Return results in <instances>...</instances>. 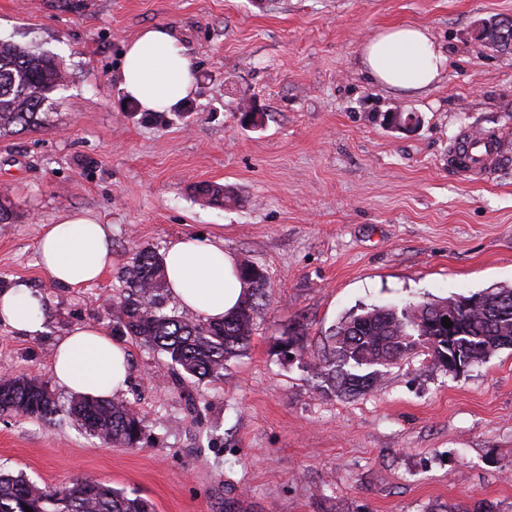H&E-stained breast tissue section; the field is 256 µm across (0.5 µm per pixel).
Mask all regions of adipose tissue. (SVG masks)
I'll use <instances>...</instances> for the list:
<instances>
[{"instance_id": "adipose-tissue-1", "label": "adipose tissue", "mask_w": 512, "mask_h": 512, "mask_svg": "<svg viewBox=\"0 0 512 512\" xmlns=\"http://www.w3.org/2000/svg\"><path fill=\"white\" fill-rule=\"evenodd\" d=\"M363 63L381 85L419 91L433 85L446 55L419 27L398 25L369 38ZM121 87L149 112H161L192 90V62L175 36L162 25L143 29L126 46ZM39 264L49 283L81 288L95 283L112 264L108 229L84 212L64 214L45 225L38 246ZM238 262L223 242L188 235L170 243L165 256L171 297L184 309L217 322L233 311L247 286L237 276ZM42 294L17 282L0 290V325L19 336L44 332ZM124 342L93 323L75 327L54 345L51 375L76 395L109 398L124 391L129 377Z\"/></svg>"}]
</instances>
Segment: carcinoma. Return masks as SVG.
I'll use <instances>...</instances> for the list:
<instances>
[{
	"label": "carcinoma",
	"instance_id": "obj_1",
	"mask_svg": "<svg viewBox=\"0 0 512 512\" xmlns=\"http://www.w3.org/2000/svg\"><path fill=\"white\" fill-rule=\"evenodd\" d=\"M65 71L53 57L14 41L0 40V134L37 127L51 96L64 86ZM202 206L222 205L221 187L200 183L194 188ZM238 276L249 289L224 320L189 319L166 310L168 285L164 256L142 248L121 271L126 292L118 302L112 331L129 336L165 362L176 380L198 383L224 377L228 361L250 345L267 296V278L257 265L244 262ZM448 317L453 326L446 328ZM434 338L433 346L417 341ZM322 358L313 361L316 388L351 399L381 381L385 369L417 356L442 370L459 374L464 363L476 365L512 346V287L489 288L471 296L408 304L402 308H369L344 316L326 338ZM284 350L306 354V336L297 332L280 339ZM0 413L51 421L58 413L47 382L37 377L0 381ZM71 421L101 443L134 448L143 425L131 402L114 396L74 398ZM151 512L145 499L89 480L41 488L23 473L0 471V512Z\"/></svg>",
	"mask_w": 512,
	"mask_h": 512
}]
</instances>
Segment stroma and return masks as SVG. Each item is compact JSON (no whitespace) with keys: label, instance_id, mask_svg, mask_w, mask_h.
Masks as SVG:
<instances>
[{"label":"stroma","instance_id":"35a3bbf8","mask_svg":"<svg viewBox=\"0 0 512 512\" xmlns=\"http://www.w3.org/2000/svg\"><path fill=\"white\" fill-rule=\"evenodd\" d=\"M512 0H0V39L57 57L67 73L44 125L0 136V288L47 299L46 331L0 325V376L50 380L53 345L87 322L112 329L121 269L136 248L223 240L265 272L263 322L223 379L198 387L193 428L160 356L128 341L124 395L144 424L134 448L69 423L71 393L44 422L0 415V469L42 487L75 480L141 496L154 512H427L493 503L512 512V349L461 375L413 359L372 392H319L310 364L350 311L512 286V51L480 23ZM395 24L425 28L448 62L424 91L368 76L363 43ZM169 27L194 89L168 112L126 103L119 70L143 28ZM250 103L262 123H245ZM418 113L411 130L385 112ZM501 134L508 163L461 180L448 145L463 130ZM223 184L203 207L193 185ZM83 211L107 224L112 265L84 288L50 284L44 225ZM303 328L306 355L277 340Z\"/></svg>","mask_w":512,"mask_h":512}]
</instances>
